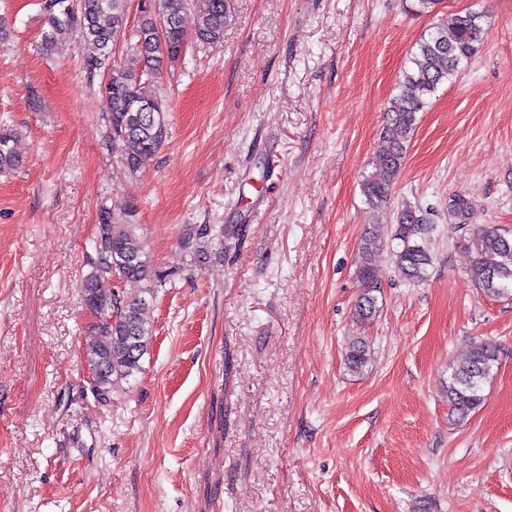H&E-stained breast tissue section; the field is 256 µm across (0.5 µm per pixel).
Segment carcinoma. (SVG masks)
<instances>
[{"label":"carcinoma","instance_id":"cac0c4a2","mask_svg":"<svg viewBox=\"0 0 512 512\" xmlns=\"http://www.w3.org/2000/svg\"><path fill=\"white\" fill-rule=\"evenodd\" d=\"M137 24L127 29L128 0H44L42 41L52 47L72 29L81 30L87 53L85 69L118 70L120 77L100 88L109 113L110 138L120 160L132 173L155 155L168 134L167 107L155 90L152 75L167 63L180 59L183 33L193 20L200 43L216 47L224 43V29L234 20L233 0H194L188 12V0H145ZM166 29L167 39L156 37L157 28ZM488 34L486 15L466 12L449 25L436 26L417 43L394 94L385 109L383 148L371 170L361 175V195L371 217L387 211L393 198L397 178L405 165L407 149L425 110L428 96L455 77L461 65L470 61L482 48ZM133 45L129 61L116 59L113 47L121 36ZM145 103L149 112H139L136 104ZM15 131L0 125V172L16 169L20 157L15 150ZM472 202L463 193L455 194L448 204V216L459 227H469ZM380 225L366 229L358 246L357 276L362 289L354 305V318L366 324L378 312L377 296L381 283L376 279L373 256L384 247ZM430 218L427 212L409 202L395 211L393 239L397 245L392 257L395 270L408 281H422L432 264L427 243ZM471 263L468 277L490 296L512 293V239L496 224H477L471 230ZM97 254L94 269L81 281L84 304L98 315L99 336L85 351L96 395L107 401L116 385L140 370V361L153 336L145 316L150 300L139 297L125 303L112 315V296L101 288V279L119 277L133 282H151L156 273L148 258L144 242L135 225L99 209ZM367 342L358 337L349 344L346 362L349 370L360 373L370 362ZM499 359V347L490 339L474 342L468 355L448 374V405L458 418L464 419L483 402V388L493 377Z\"/></svg>","mask_w":512,"mask_h":512}]
</instances>
